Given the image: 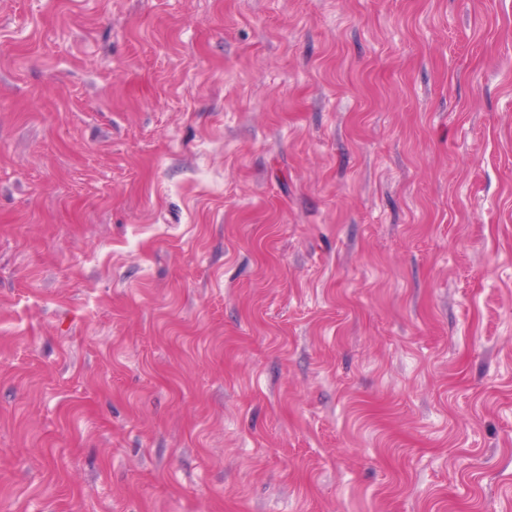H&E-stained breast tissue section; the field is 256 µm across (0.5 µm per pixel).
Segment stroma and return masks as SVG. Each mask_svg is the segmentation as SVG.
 <instances>
[{
    "mask_svg": "<svg viewBox=\"0 0 512 512\" xmlns=\"http://www.w3.org/2000/svg\"><path fill=\"white\" fill-rule=\"evenodd\" d=\"M0 512H512V0H0Z\"/></svg>",
    "mask_w": 512,
    "mask_h": 512,
    "instance_id": "35a3bbf8",
    "label": "stroma"
}]
</instances>
